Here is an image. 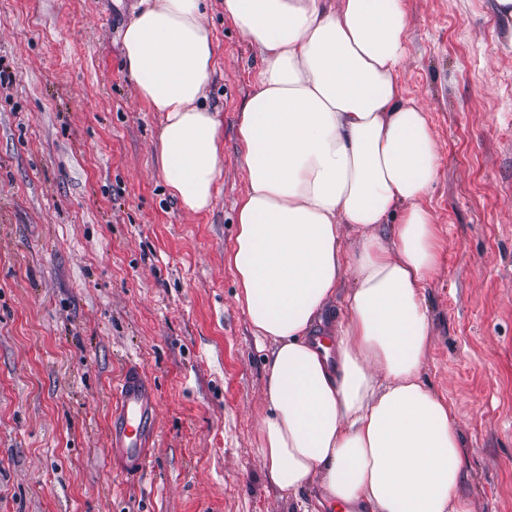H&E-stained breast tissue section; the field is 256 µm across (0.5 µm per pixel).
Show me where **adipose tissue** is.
Returning a JSON list of instances; mask_svg holds the SVG:
<instances>
[{"label":"adipose tissue","instance_id":"1","mask_svg":"<svg viewBox=\"0 0 512 512\" xmlns=\"http://www.w3.org/2000/svg\"><path fill=\"white\" fill-rule=\"evenodd\" d=\"M207 5L141 0L122 36L127 76L161 115L162 179L195 214L212 205L222 158L223 119L205 103ZM224 16L262 55L239 111L247 190L225 263L267 346L266 479L297 512H470L459 415L421 379L440 155L399 82L404 0H224ZM312 480L324 491L313 505L301 497Z\"/></svg>","mask_w":512,"mask_h":512}]
</instances>
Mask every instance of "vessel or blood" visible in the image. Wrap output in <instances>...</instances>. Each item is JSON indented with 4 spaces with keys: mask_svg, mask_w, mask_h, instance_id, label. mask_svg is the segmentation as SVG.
Here are the masks:
<instances>
[{
    "mask_svg": "<svg viewBox=\"0 0 512 512\" xmlns=\"http://www.w3.org/2000/svg\"><path fill=\"white\" fill-rule=\"evenodd\" d=\"M157 395L143 369L127 364L113 388L109 426L111 464L128 472L143 471L152 459Z\"/></svg>",
    "mask_w": 512,
    "mask_h": 512,
    "instance_id": "obj_1",
    "label": "vessel or blood"
}]
</instances>
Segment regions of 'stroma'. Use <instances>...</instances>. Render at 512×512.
Returning <instances> with one entry per match:
<instances>
[{
  "mask_svg": "<svg viewBox=\"0 0 512 512\" xmlns=\"http://www.w3.org/2000/svg\"><path fill=\"white\" fill-rule=\"evenodd\" d=\"M139 2L0 0V512H295L260 462L266 351L224 263L261 55L211 0L224 151L209 211L191 213L123 63ZM405 5L400 82L440 146L421 378L459 414L471 512H512V19L497 0ZM125 355L158 398L135 477L108 458Z\"/></svg>",
  "mask_w": 512,
  "mask_h": 512,
  "instance_id": "35a3bbf8",
  "label": "stroma"
}]
</instances>
